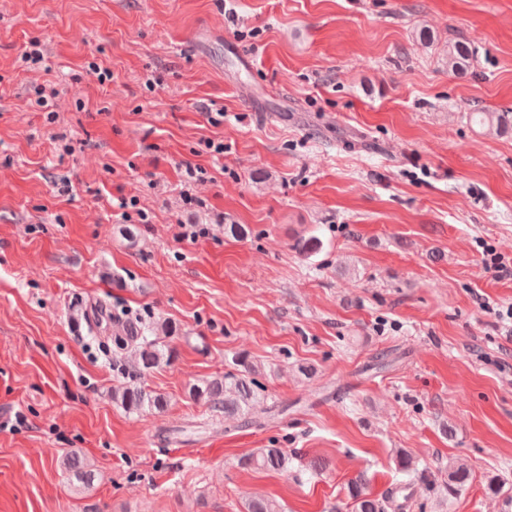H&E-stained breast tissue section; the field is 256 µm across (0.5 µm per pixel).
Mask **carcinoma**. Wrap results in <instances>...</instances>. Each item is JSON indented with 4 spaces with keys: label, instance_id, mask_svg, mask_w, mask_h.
<instances>
[{
    "label": "carcinoma",
    "instance_id": "1",
    "mask_svg": "<svg viewBox=\"0 0 512 512\" xmlns=\"http://www.w3.org/2000/svg\"><path fill=\"white\" fill-rule=\"evenodd\" d=\"M472 49L464 42L448 44V68L455 72L466 70L472 61ZM471 119L481 125L502 128L508 117L497 112H473ZM173 338L167 326L157 327L142 319L121 320L112 329V368L117 376L129 380V383L113 390L112 396L130 411L145 408L161 411L166 400L161 395H152L132 382L138 375L159 367L173 358V347L168 340ZM237 372H227L222 378L206 380L190 389V398L204 403L213 411L229 417H241L251 421L252 410L260 400V384L254 378L257 366L245 355L235 358ZM285 454L279 448H264L258 454L245 459V464L256 468L280 469L285 464ZM470 479V470L464 463L448 464V493H455ZM411 482L397 483L391 492L381 498L370 496L366 492L362 478L349 482L348 498L351 500V512H388L389 506L397 497L403 502L397 509H404L409 500L407 490Z\"/></svg>",
    "mask_w": 512,
    "mask_h": 512
}]
</instances>
